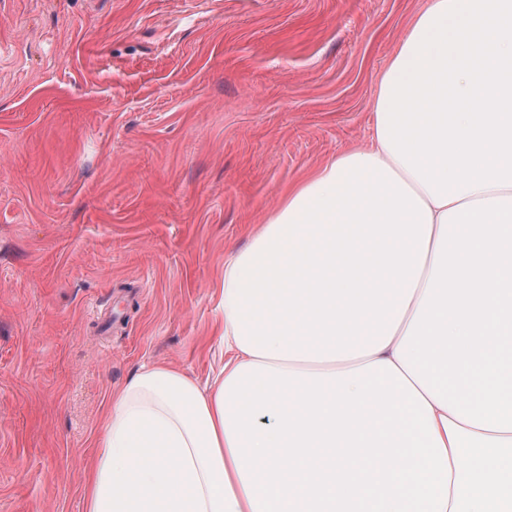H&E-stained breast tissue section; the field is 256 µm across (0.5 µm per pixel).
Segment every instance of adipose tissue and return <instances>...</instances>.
<instances>
[{
	"label": "adipose tissue",
	"mask_w": 512,
	"mask_h": 512,
	"mask_svg": "<svg viewBox=\"0 0 512 512\" xmlns=\"http://www.w3.org/2000/svg\"><path fill=\"white\" fill-rule=\"evenodd\" d=\"M372 116L225 256L210 387L112 398L86 512H512L478 342L512 323V0H429Z\"/></svg>",
	"instance_id": "1"
}]
</instances>
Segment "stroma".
Instances as JSON below:
<instances>
[{"mask_svg": "<svg viewBox=\"0 0 512 512\" xmlns=\"http://www.w3.org/2000/svg\"><path fill=\"white\" fill-rule=\"evenodd\" d=\"M428 0H0V512H85L110 399L223 362L224 255L367 143Z\"/></svg>", "mask_w": 512, "mask_h": 512, "instance_id": "35a3bbf8", "label": "stroma"}]
</instances>
